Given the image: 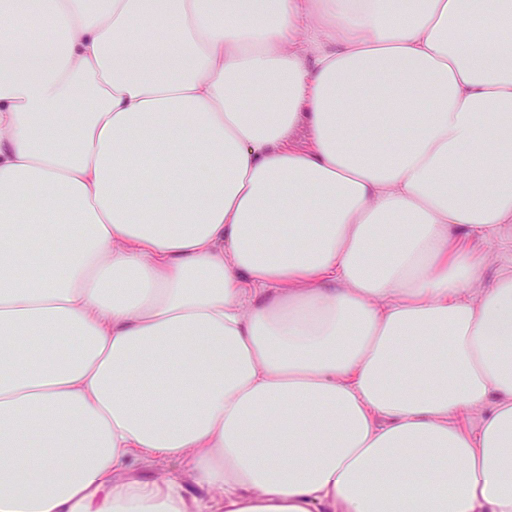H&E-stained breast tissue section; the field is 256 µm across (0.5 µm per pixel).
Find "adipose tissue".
I'll return each instance as SVG.
<instances>
[{
  "label": "adipose tissue",
  "instance_id": "1",
  "mask_svg": "<svg viewBox=\"0 0 512 512\" xmlns=\"http://www.w3.org/2000/svg\"><path fill=\"white\" fill-rule=\"evenodd\" d=\"M511 19L0 0V512H512ZM458 245L483 261V286H489L503 272L512 271V224H503L500 234L492 240L462 237ZM180 464L161 457L139 459L133 464V473L140 476H151L157 478L165 473L180 471Z\"/></svg>",
  "mask_w": 512,
  "mask_h": 512
}]
</instances>
